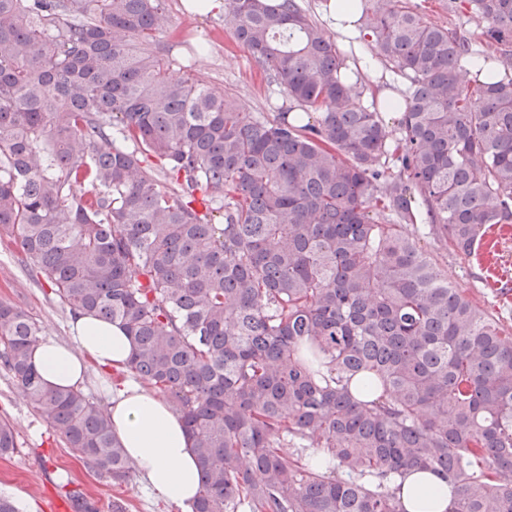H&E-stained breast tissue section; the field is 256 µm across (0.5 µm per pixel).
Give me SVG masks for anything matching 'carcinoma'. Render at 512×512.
<instances>
[{"label": "carcinoma", "mask_w": 512, "mask_h": 512, "mask_svg": "<svg viewBox=\"0 0 512 512\" xmlns=\"http://www.w3.org/2000/svg\"><path fill=\"white\" fill-rule=\"evenodd\" d=\"M165 2L0 0V238L72 318L130 337L126 373L193 441L192 512H406L411 469L448 481V512H512V333L411 230L470 256L512 223V0L460 3L496 60L408 0H360V41L407 81L396 130L298 0H224L302 108L272 118L177 74ZM44 334L0 302V362L125 483L106 404L42 384Z\"/></svg>", "instance_id": "cac0c4a2"}]
</instances>
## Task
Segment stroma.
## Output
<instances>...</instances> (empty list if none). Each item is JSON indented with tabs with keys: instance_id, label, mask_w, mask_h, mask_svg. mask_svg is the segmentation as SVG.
I'll list each match as a JSON object with an SVG mask.
<instances>
[{
	"instance_id": "stroma-1",
	"label": "stroma",
	"mask_w": 512,
	"mask_h": 512,
	"mask_svg": "<svg viewBox=\"0 0 512 512\" xmlns=\"http://www.w3.org/2000/svg\"><path fill=\"white\" fill-rule=\"evenodd\" d=\"M425 17L464 32L483 54L496 56L478 22L452 8L450 0H417ZM169 23L155 37L171 46L173 55L188 65V75L215 91L234 97L242 109L255 116H274L293 102L284 89L268 83L263 70L248 51L236 42L220 13L191 10L189 0H166ZM494 255L480 264L442 248L429 237L421 246L436 255L450 281L459 284L479 305L512 327V228L491 229ZM0 301L30 312L46 328V335L60 344L71 342V319L43 281L23 266L19 252L0 251ZM0 417L15 427L17 449L0 458V495L27 498L35 512H63L60 482L69 479L83 489L97 512H112L113 500H123L127 512H180L165 504L132 470L127 484L115 485L96 469L75 459L57 440L50 423L29 404L11 373L0 366Z\"/></svg>"
}]
</instances>
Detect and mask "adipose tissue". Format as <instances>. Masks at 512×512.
<instances>
[{
    "label": "adipose tissue",
    "mask_w": 512,
    "mask_h": 512,
    "mask_svg": "<svg viewBox=\"0 0 512 512\" xmlns=\"http://www.w3.org/2000/svg\"><path fill=\"white\" fill-rule=\"evenodd\" d=\"M72 343L42 339L33 360L49 389L78 388L90 364L123 370L132 350L118 326L90 315L73 323ZM112 431L145 482L167 504L191 512L199 491V466L183 421L155 393L132 381L112 386ZM408 512H446L453 497L447 480L430 471L408 472L401 484Z\"/></svg>",
    "instance_id": "1"
}]
</instances>
